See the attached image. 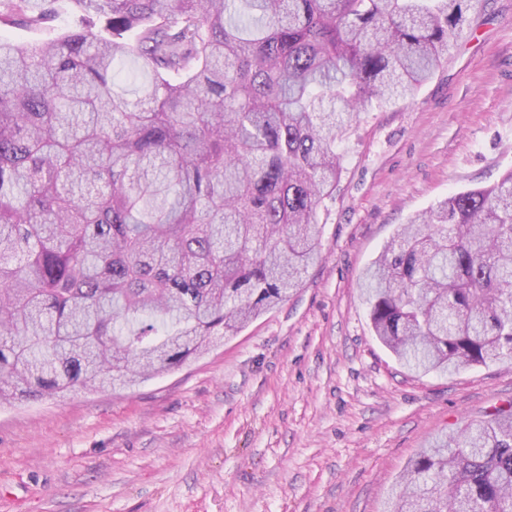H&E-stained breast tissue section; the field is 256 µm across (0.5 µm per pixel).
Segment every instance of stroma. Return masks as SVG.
Instances as JSON below:
<instances>
[{
    "label": "stroma",
    "mask_w": 512,
    "mask_h": 512,
    "mask_svg": "<svg viewBox=\"0 0 512 512\" xmlns=\"http://www.w3.org/2000/svg\"><path fill=\"white\" fill-rule=\"evenodd\" d=\"M321 258L287 301L132 387L0 406V512H383L418 451L512 401L376 339L367 267L403 224L512 169V0H479L414 96L362 108Z\"/></svg>",
    "instance_id": "1"
}]
</instances>
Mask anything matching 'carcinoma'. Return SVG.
Instances as JSON below:
<instances>
[{
	"instance_id": "carcinoma-1",
	"label": "carcinoma",
	"mask_w": 512,
	"mask_h": 512,
	"mask_svg": "<svg viewBox=\"0 0 512 512\" xmlns=\"http://www.w3.org/2000/svg\"><path fill=\"white\" fill-rule=\"evenodd\" d=\"M69 2L77 28L0 37L1 404L133 385L288 300L358 111L413 95L479 0ZM362 290L411 372L512 360V170L412 217ZM385 512H512V403L421 449Z\"/></svg>"
}]
</instances>
